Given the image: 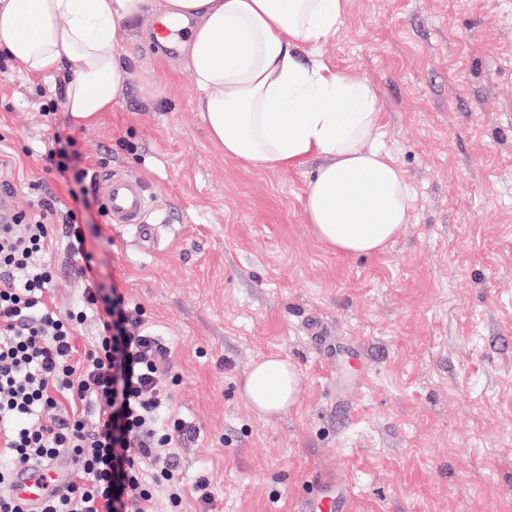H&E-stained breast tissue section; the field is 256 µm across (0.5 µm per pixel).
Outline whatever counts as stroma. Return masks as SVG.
Returning a JSON list of instances; mask_svg holds the SVG:
<instances>
[{"label":"stroma","mask_w":512,"mask_h":512,"mask_svg":"<svg viewBox=\"0 0 512 512\" xmlns=\"http://www.w3.org/2000/svg\"><path fill=\"white\" fill-rule=\"evenodd\" d=\"M152 33L145 15L117 31L120 93L86 126L63 76L0 73V180L15 211L71 204L47 161L68 139L76 168L147 185L152 251L93 209L83 231L97 280L172 347L170 408L197 430L177 449L185 485L206 474L216 512H302L321 481L353 512H512V0H346L321 59L377 89L413 194L411 223L368 256L308 224L315 163L262 171L211 143L180 47ZM54 241L44 300L64 313L81 282ZM272 353L303 389L261 417L241 387Z\"/></svg>","instance_id":"obj_1"}]
</instances>
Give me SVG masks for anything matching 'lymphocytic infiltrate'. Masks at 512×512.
<instances>
[{"mask_svg":"<svg viewBox=\"0 0 512 512\" xmlns=\"http://www.w3.org/2000/svg\"><path fill=\"white\" fill-rule=\"evenodd\" d=\"M57 220L86 281L80 306L64 316L42 302L54 271L38 261ZM12 222L0 228V512H20L8 491L13 472L61 459L70 464L65 485L33 512H152L160 489L176 512L184 486L172 447L195 428L166 412L169 346L143 329L139 306L119 288L90 282L93 258L75 210L44 201ZM91 312L97 334L80 352L75 335ZM63 400L76 409L60 417Z\"/></svg>","mask_w":512,"mask_h":512,"instance_id":"lymphocytic-infiltrate-1","label":"lymphocytic infiltrate"}]
</instances>
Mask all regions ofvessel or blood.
Returning <instances> with one entry per match:
<instances>
[{
    "label": "vessel or blood",
    "instance_id": "vessel-or-blood-1",
    "mask_svg": "<svg viewBox=\"0 0 512 512\" xmlns=\"http://www.w3.org/2000/svg\"><path fill=\"white\" fill-rule=\"evenodd\" d=\"M92 189L110 224L134 230L142 248L150 249L157 244L158 229L147 222L150 195L142 181L110 172L95 178ZM64 469L61 462L52 468L29 466L14 472L9 488L16 499L36 506L59 487ZM306 508L308 512H351L352 498L344 489L327 485L314 494Z\"/></svg>",
    "mask_w": 512,
    "mask_h": 512
}]
</instances>
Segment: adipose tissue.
I'll return each instance as SVG.
<instances>
[{
	"mask_svg": "<svg viewBox=\"0 0 512 512\" xmlns=\"http://www.w3.org/2000/svg\"><path fill=\"white\" fill-rule=\"evenodd\" d=\"M149 10L190 25L185 65L225 156L268 171L319 159L304 209L324 245L375 253L410 223L406 176L371 137L383 122L374 88L318 57L345 0H0V50L27 73L65 72L67 110L83 124L120 91L116 31ZM301 387L297 369L271 354L252 365L243 396L269 416Z\"/></svg>",
	"mask_w": 512,
	"mask_h": 512,
	"instance_id": "ef3b65f1",
	"label": "adipose tissue"
}]
</instances>
